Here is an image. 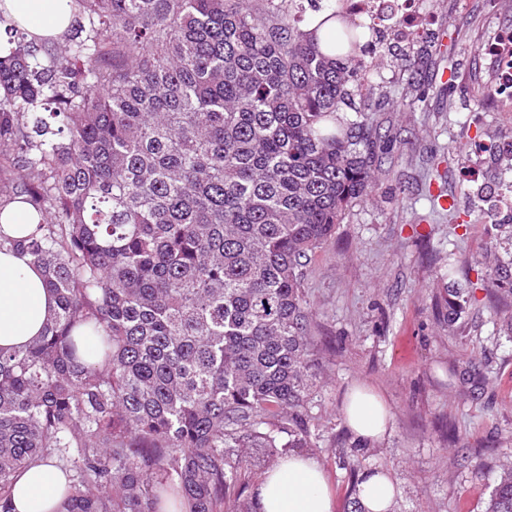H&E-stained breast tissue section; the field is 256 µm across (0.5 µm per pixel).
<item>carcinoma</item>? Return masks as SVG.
Wrapping results in <instances>:
<instances>
[{"mask_svg": "<svg viewBox=\"0 0 512 512\" xmlns=\"http://www.w3.org/2000/svg\"><path fill=\"white\" fill-rule=\"evenodd\" d=\"M69 2L62 46L23 33L0 57V209L42 215L0 249L57 299L0 350V512L44 459L68 480L54 512H224L256 466L230 449L311 438L305 284L393 151L359 83L387 39L321 0ZM468 270L435 296L450 329L479 287L512 302V217ZM486 512H512L511 462Z\"/></svg>", "mask_w": 512, "mask_h": 512, "instance_id": "cac0c4a2", "label": "carcinoma"}]
</instances>
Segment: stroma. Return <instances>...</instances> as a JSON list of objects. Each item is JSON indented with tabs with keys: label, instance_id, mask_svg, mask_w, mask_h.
Masks as SVG:
<instances>
[{
	"label": "stroma",
	"instance_id": "35a3bbf8",
	"mask_svg": "<svg viewBox=\"0 0 512 512\" xmlns=\"http://www.w3.org/2000/svg\"><path fill=\"white\" fill-rule=\"evenodd\" d=\"M423 10L432 25L402 45L416 73L387 54L366 63L396 150L307 277L316 427L304 453L325 470L335 512L353 497L343 457L356 445L362 470L394 481L396 512H484L499 464L512 457V340L495 330L496 305L487 298L470 307L452 335L431 301L437 273L482 253L487 227L430 201L441 191L476 209L480 183L512 187L511 169L473 150L487 135L512 136V112L488 94L496 63L482 51L512 27V0H423ZM413 75L427 103L412 102ZM357 385L375 390L390 412L388 432L372 444H360L345 421V397Z\"/></svg>",
	"mask_w": 512,
	"mask_h": 512
}]
</instances>
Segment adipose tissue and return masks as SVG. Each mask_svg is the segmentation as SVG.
<instances>
[{
  "label": "adipose tissue",
  "instance_id": "adipose-tissue-1",
  "mask_svg": "<svg viewBox=\"0 0 512 512\" xmlns=\"http://www.w3.org/2000/svg\"><path fill=\"white\" fill-rule=\"evenodd\" d=\"M9 17L30 34L59 38L72 19L69 0H0ZM57 307L43 271L27 255L0 251V347L12 349L39 336ZM348 426L372 443L387 431L388 414L380 397L358 386L347 396ZM67 486L65 474L49 463L22 469L12 493L15 512H53ZM396 495L390 477L380 470L365 472L357 497L366 512H388ZM256 512H334V492L319 463L291 454L268 469L253 491Z\"/></svg>",
  "mask_w": 512,
  "mask_h": 512
}]
</instances>
